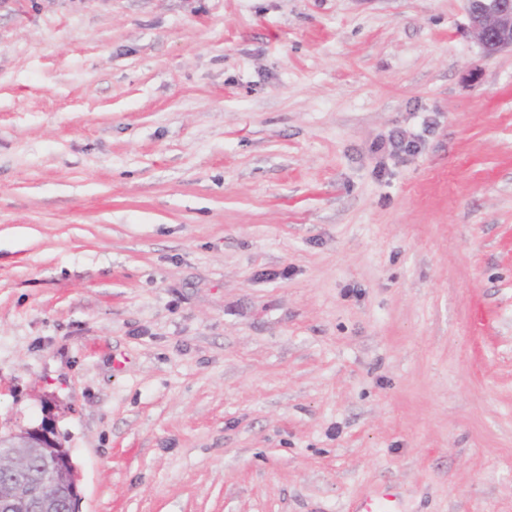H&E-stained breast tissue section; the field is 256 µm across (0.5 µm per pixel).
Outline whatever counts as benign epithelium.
<instances>
[{"label":"benign epithelium","instance_id":"7a95c632","mask_svg":"<svg viewBox=\"0 0 512 512\" xmlns=\"http://www.w3.org/2000/svg\"><path fill=\"white\" fill-rule=\"evenodd\" d=\"M469 31L493 55L512 49V0H465ZM0 512H79L81 499L70 451L46 425L0 432Z\"/></svg>","mask_w":512,"mask_h":512}]
</instances>
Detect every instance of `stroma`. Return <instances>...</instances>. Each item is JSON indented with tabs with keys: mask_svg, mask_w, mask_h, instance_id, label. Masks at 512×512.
<instances>
[{
	"mask_svg": "<svg viewBox=\"0 0 512 512\" xmlns=\"http://www.w3.org/2000/svg\"><path fill=\"white\" fill-rule=\"evenodd\" d=\"M44 423L80 512H512V50L463 0H0V424ZM398 491L392 484H381L373 493L360 499L353 512H398Z\"/></svg>",
	"mask_w": 512,
	"mask_h": 512,
	"instance_id": "stroma-1",
	"label": "stroma"
}]
</instances>
